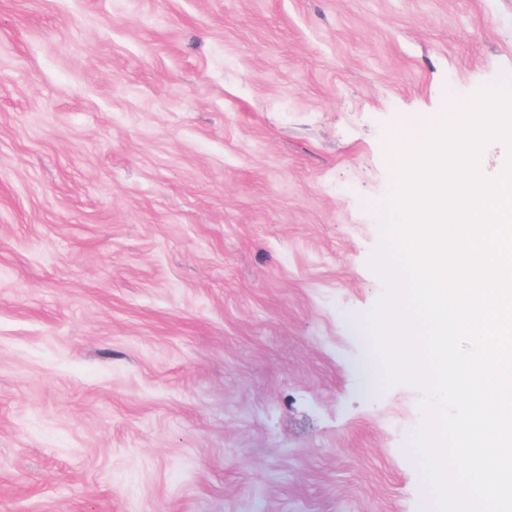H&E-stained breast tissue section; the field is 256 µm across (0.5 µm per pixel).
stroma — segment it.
I'll return each mask as SVG.
<instances>
[{
  "instance_id": "1",
  "label": "stroma",
  "mask_w": 512,
  "mask_h": 512,
  "mask_svg": "<svg viewBox=\"0 0 512 512\" xmlns=\"http://www.w3.org/2000/svg\"><path fill=\"white\" fill-rule=\"evenodd\" d=\"M503 69L512 0H0V512H421L387 141Z\"/></svg>"
}]
</instances>
